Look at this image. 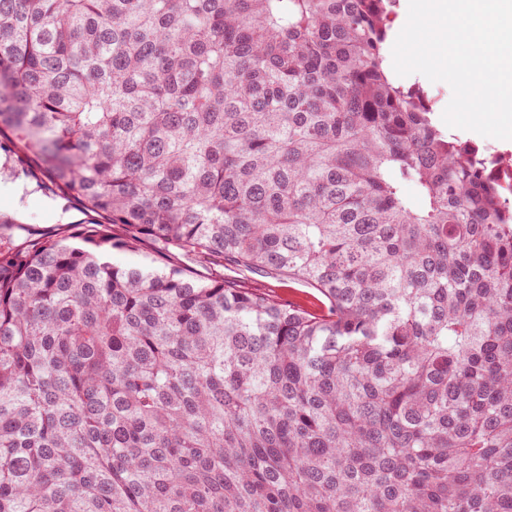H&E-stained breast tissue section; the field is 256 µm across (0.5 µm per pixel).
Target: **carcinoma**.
Listing matches in <instances>:
<instances>
[{"label": "carcinoma", "instance_id": "obj_1", "mask_svg": "<svg viewBox=\"0 0 512 512\" xmlns=\"http://www.w3.org/2000/svg\"><path fill=\"white\" fill-rule=\"evenodd\" d=\"M396 3L0 0V136L101 218L0 245V512H512V200ZM399 77L405 78L409 82H419V84H421L422 87L428 92L429 96L432 98L433 107L435 109L434 118L442 128H444L445 130H449L453 134L458 135L464 141L470 140L472 142H475L480 147L489 146L492 148V151H497L501 153H512V140H501L485 137L473 131L450 128L444 123L442 119V114L452 97V90L446 82H432L420 73H413L408 76Z\"/></svg>", "mask_w": 512, "mask_h": 512}]
</instances>
